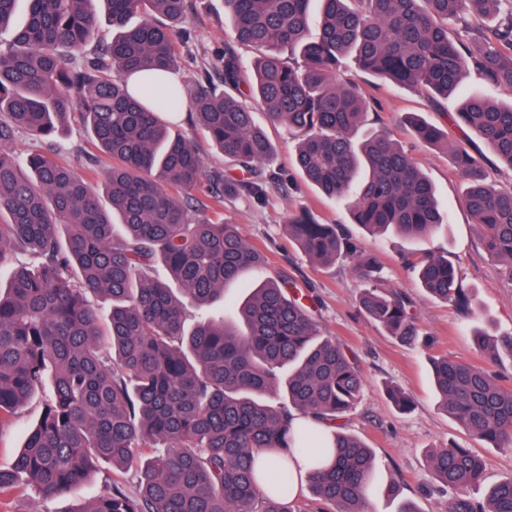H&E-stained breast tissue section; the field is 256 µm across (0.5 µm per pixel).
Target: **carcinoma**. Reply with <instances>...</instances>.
Masks as SVG:
<instances>
[{
    "label": "carcinoma",
    "mask_w": 512,
    "mask_h": 512,
    "mask_svg": "<svg viewBox=\"0 0 512 512\" xmlns=\"http://www.w3.org/2000/svg\"><path fill=\"white\" fill-rule=\"evenodd\" d=\"M112 38H98L96 2ZM318 5L321 34L308 38ZM234 38L255 50L245 62L224 50L219 65L192 83L161 86L155 71H176L189 0H0V428L37 393L42 406L10 468H0V506L21 489L50 499L82 486L101 461L133 468L139 494L116 487L74 512H292L288 459L314 448L307 488L318 512H365L375 478L370 448L337 424L355 408L361 375L336 340L321 334L288 279L268 277L239 304L230 323L224 288L261 272L267 256L224 222V198L264 201L285 184L261 169L276 153L243 97L273 125L298 137V175L333 201L349 200L353 223L407 239L441 231L435 189L386 133L357 139L375 109L355 68L447 99L462 74L512 90V0H224ZM488 22L462 39L467 16ZM291 56L282 55L283 50ZM137 72L145 92L129 89ZM247 90H242V87ZM183 109L190 131L172 132ZM79 113L105 156L101 181L51 154L12 149L18 129L52 140ZM455 125L473 130L512 168V103L469 97ZM416 138L438 147L448 132L409 121ZM232 158L247 179L207 176L196 131ZM464 183L462 204L483 249L512 280V189L487 183L484 160L464 144L451 149ZM208 185L209 203L193 196ZM316 267L340 259L374 282L360 309L405 342L420 335L412 301L375 285L382 268L336 224L308 210L285 225ZM156 262L172 283L152 280ZM428 296L463 310L470 303L448 257L412 263ZM111 303L102 323L98 300ZM198 306L186 328L187 304ZM488 366L438 354L432 359L441 408L474 441L512 450V387L491 366L512 355V336L474 333ZM304 418L315 428H302ZM428 464L452 489L478 485L484 462L455 443ZM277 469L270 493L257 480ZM448 512H512V474L483 500L460 494Z\"/></svg>",
    "instance_id": "obj_1"
}]
</instances>
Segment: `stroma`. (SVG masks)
<instances>
[{
    "label": "stroma",
    "instance_id": "35a3bbf8",
    "mask_svg": "<svg viewBox=\"0 0 512 512\" xmlns=\"http://www.w3.org/2000/svg\"><path fill=\"white\" fill-rule=\"evenodd\" d=\"M191 39L179 48L181 79L196 78L200 68L217 65L225 48H235L243 59L252 51L237 44L225 13L224 0H192ZM357 78L379 104V112L369 114V128L389 130L402 142L413 160L434 184L440 205L449 218L447 228L438 234L411 243L395 236H372L353 224L345 204L325 199L301 179H295L290 193L269 187L267 199L257 205L238 197L224 202V218L237 224L247 242L264 251L270 262L267 276H282L296 283L311 298V314L324 335L335 338L363 377L361 401L342 421L344 428L361 437L373 450L377 469L369 493L370 512H401L412 505L419 512H448L453 490L440 487L428 467L430 451L449 441L473 448L485 461L483 485L470 491L482 498L489 485L512 474V452L486 448L473 443L453 420L438 407L431 377L430 358L445 353L480 365L484 358L473 336L481 328L490 336L512 334V280L502 275L499 264L482 249L470 214L461 203L464 186L454 175L450 155L441 147H427L413 135L405 116L417 115L448 133L452 143L468 145L472 151L486 152L483 141L469 129L453 125L451 117L462 96L479 94L493 101H512V90L488 87L477 74L465 75L454 93L449 94L444 111H437L425 95L397 83L368 74H356L345 66L336 74L338 81ZM13 147L19 154L52 148L82 174H90L95 151L78 117H69L64 130L52 144L19 132ZM305 209L322 224H339L363 249L375 254L383 267L382 286L406 294L423 333L419 343L407 345L376 325L358 309L361 282L348 262L326 268L313 267L289 240L285 224L289 213ZM444 251L458 270L461 285L475 316H465L452 304L430 299L418 286L412 268L401 262L403 252ZM397 387L413 400L410 408L394 404L387 394ZM40 413L39 400L9 425L0 427V467H9L29 427ZM126 494L138 488L134 472L113 470L100 462L91 479L80 489L44 499L27 489L9 505L10 512H76L81 504L107 494L112 487Z\"/></svg>",
    "mask_w": 512,
    "mask_h": 512
}]
</instances>
